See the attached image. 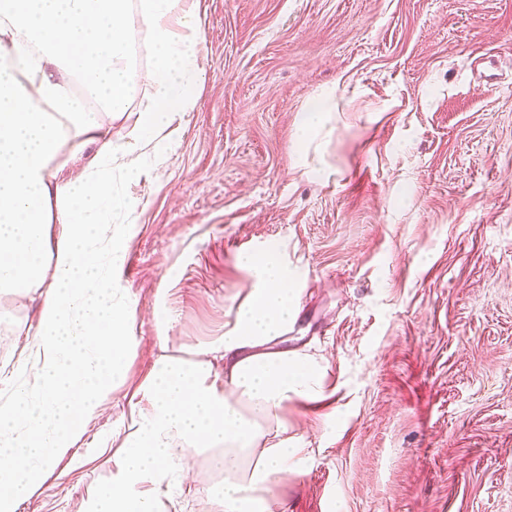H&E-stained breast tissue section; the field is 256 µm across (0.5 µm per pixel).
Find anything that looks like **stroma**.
<instances>
[{
	"instance_id": "35a3bbf8",
	"label": "stroma",
	"mask_w": 512,
	"mask_h": 512,
	"mask_svg": "<svg viewBox=\"0 0 512 512\" xmlns=\"http://www.w3.org/2000/svg\"><path fill=\"white\" fill-rule=\"evenodd\" d=\"M193 111L118 188L116 286L136 341L107 404L17 512H91L117 474L129 399L161 349L220 339L287 265L288 348L329 397L284 411L309 454L271 512H512V0H196ZM324 133L294 136L317 92ZM35 293L0 292V396L26 369ZM167 512H221L209 454ZM317 101L319 103L315 104L310 111L301 114L296 132V141L300 150L324 128L329 112L336 110L333 91L323 90L318 95ZM312 109H316L315 112H312Z\"/></svg>"
}]
</instances>
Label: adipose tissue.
<instances>
[{"mask_svg": "<svg viewBox=\"0 0 512 512\" xmlns=\"http://www.w3.org/2000/svg\"><path fill=\"white\" fill-rule=\"evenodd\" d=\"M146 29L150 70L134 62ZM201 19L188 0H0V289L42 287L33 373L0 402V512L34 492L54 458L122 378L131 311L112 286L124 232L114 164L192 111L202 71ZM148 83L136 97L140 83ZM137 105L127 139L111 118ZM97 157L67 182L54 172L87 144ZM65 225L50 239L49 225ZM256 278L219 343L193 360L160 353L130 404L132 431L119 479L98 489L93 512H158L171 481L189 482L193 454L223 472V512H268L278 483L307 454L290 447L291 402L326 397L322 361L281 341L298 294L275 258L241 257ZM50 287H43L45 270Z\"/></svg>", "mask_w": 512, "mask_h": 512, "instance_id": "obj_1", "label": "adipose tissue"}]
</instances>
